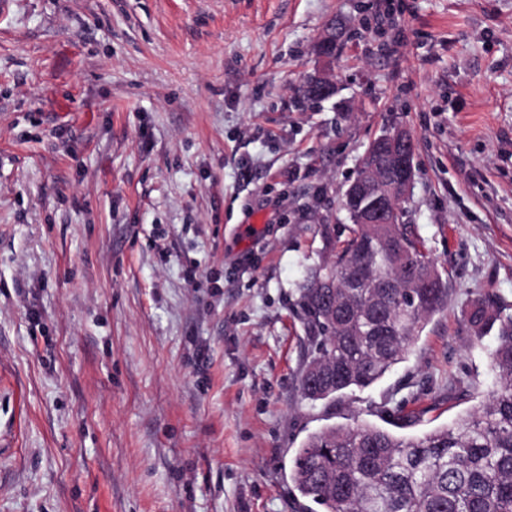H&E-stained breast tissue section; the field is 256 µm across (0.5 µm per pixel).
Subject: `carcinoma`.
Segmentation results:
<instances>
[{"label":"carcinoma","instance_id":"cac0c4a2","mask_svg":"<svg viewBox=\"0 0 512 512\" xmlns=\"http://www.w3.org/2000/svg\"><path fill=\"white\" fill-rule=\"evenodd\" d=\"M357 176L389 186L386 163L371 149ZM403 204L390 224L354 225L334 259L300 286L312 343L306 367L324 370L316 390L301 375L312 404L382 379L448 305V282L404 224ZM352 264L365 268V287H351ZM423 271L435 287H416ZM467 319L481 336L495 332L488 357L501 385L492 397L418 437L370 423L310 434L291 471L302 497L324 512H512V316L478 298Z\"/></svg>","mask_w":512,"mask_h":512}]
</instances>
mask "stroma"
Instances as JSON below:
<instances>
[{"label":"stroma","instance_id":"stroma-1","mask_svg":"<svg viewBox=\"0 0 512 512\" xmlns=\"http://www.w3.org/2000/svg\"><path fill=\"white\" fill-rule=\"evenodd\" d=\"M326 72L337 94L302 103ZM397 128L448 307L381 381L313 405L298 288ZM481 296L512 316V0L0 13V512H321L290 479L309 434L389 412L420 435L496 391Z\"/></svg>","mask_w":512,"mask_h":512}]
</instances>
